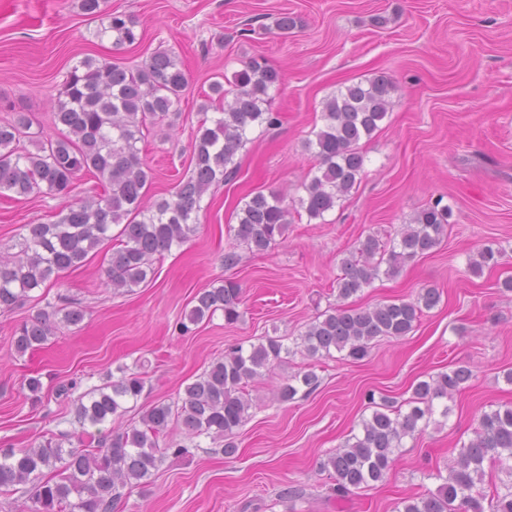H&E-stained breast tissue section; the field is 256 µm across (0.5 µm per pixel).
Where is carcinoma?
<instances>
[{
	"mask_svg": "<svg viewBox=\"0 0 512 512\" xmlns=\"http://www.w3.org/2000/svg\"><path fill=\"white\" fill-rule=\"evenodd\" d=\"M102 0H80L87 16L103 18L102 33L114 37L115 45H132L140 40L137 21L124 13H103ZM281 83V73L266 60L252 58L235 72L232 86L216 81L201 105L205 114L193 138L194 167L191 176L176 186L171 198L150 207L143 205L152 169L141 157L138 143L160 125L172 127L180 117L179 103L187 77L175 57L158 52L136 68L87 57L69 72L57 98L54 124L58 134L37 146L33 153L19 148L20 138L31 128L22 112L10 123L0 125V193L18 197L43 193L62 199L58 219L50 224L28 225V235L15 244L12 259L0 264V310L9 312L29 298L34 290L68 269L83 266L88 255L107 241L114 242L106 269L107 285L115 290H132L154 276L153 257L189 239L197 231L192 214L198 211L207 190L234 164L238 151L248 142L251 131L263 124H279V115L270 111V90ZM394 86L384 76L367 83L349 85L323 104L322 127L313 132L306 148L312 151L317 173L304 186L299 208L310 219H321L336 202L357 185L364 156L357 145L371 137L391 105ZM215 116L206 118L208 111ZM91 174L100 181L102 193L78 202L69 201L78 173ZM291 211L277 193L258 192L240 209L233 231V245L224 252V267L239 262L236 246L263 252L284 237ZM120 227L118 235L112 226ZM448 225V210L435 206L418 212L405 225L399 238L389 246L368 235L355 251L342 259V275L336 279L337 300L332 311L313 320L300 335L298 346L312 358L346 352L352 360L366 358L380 337L408 335L422 311L434 308L440 293L426 288L412 301L395 300L365 309H355L346 301L369 286L379 273L397 276L415 258L436 247ZM502 250L490 245L470 260L473 273L495 266ZM385 270H380L381 265ZM242 290L238 283L206 289L195 296L196 304L180 328L197 324L216 311L234 323L240 318ZM55 313L67 324L83 319V310L70 298L61 299ZM55 326L46 313L21 324L15 330V348L24 353L54 334ZM290 349L277 339L244 347L231 346L224 357L184 387L183 395L171 403L159 402L146 410L140 425H133L112 438L97 441L95 451L65 449L68 433L31 448H0V495L8 496L24 487L28 502L15 512H113L124 490L145 488L163 459L162 450L179 457L190 453L180 443L160 448L159 438L173 421L188 434L206 436L221 451H237L228 440L248 416L247 384L262 376L282 352ZM472 377L459 366L418 382L408 409L384 398L368 400L373 408L360 421V430L320 463L335 475L334 493L383 481L397 460L402 441L419 431V423L430 420L434 401L457 392ZM295 386L278 390V399L290 402L298 393L308 395L319 385L312 369L298 374ZM145 380L137 374H122L108 385L88 393L89 400L74 401L80 424L101 425L120 415L124 405L137 400ZM512 462V403H505L482 415L475 436L458 450L448 475L437 472L442 481L437 492L401 499L396 512H484L482 502H490L491 512H512V482L483 487L484 464Z\"/></svg>",
	"mask_w": 512,
	"mask_h": 512,
	"instance_id": "cac0c4a2",
	"label": "carcinoma"
}]
</instances>
